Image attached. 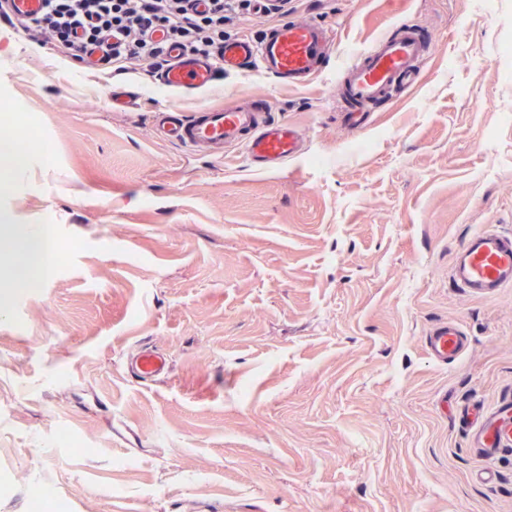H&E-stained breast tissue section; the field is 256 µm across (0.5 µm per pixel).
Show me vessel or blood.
Here are the masks:
<instances>
[{
  "mask_svg": "<svg viewBox=\"0 0 512 512\" xmlns=\"http://www.w3.org/2000/svg\"><path fill=\"white\" fill-rule=\"evenodd\" d=\"M335 34L317 21H299L269 27L260 39L236 37L225 40L220 61L180 47L169 48L170 67L161 74L163 86L184 95L211 90L219 75L250 65L278 82L302 86L324 68ZM426 36L412 25L380 36L369 48L356 52L345 68L343 94L352 106L350 121L361 124L366 105L418 80L425 55ZM162 138L197 152L223 155L225 148L244 145L247 157L268 170L280 168L302 151L300 132L274 120L271 106L262 100L220 108L204 107L185 118L159 116ZM458 287L476 294H492L512 286V233L486 226L472 235L458 251L452 267ZM462 328L443 322L425 338L429 354L438 361L459 358L466 349ZM168 369L166 358L154 351L140 352L133 372L152 380Z\"/></svg>",
  "mask_w": 512,
  "mask_h": 512,
  "instance_id": "1",
  "label": "vessel or blood"
}]
</instances>
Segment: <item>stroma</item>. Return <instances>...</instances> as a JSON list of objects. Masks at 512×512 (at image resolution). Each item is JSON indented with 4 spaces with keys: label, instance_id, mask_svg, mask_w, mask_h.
<instances>
[{
    "label": "stroma",
    "instance_id": "stroma-1",
    "mask_svg": "<svg viewBox=\"0 0 512 512\" xmlns=\"http://www.w3.org/2000/svg\"><path fill=\"white\" fill-rule=\"evenodd\" d=\"M266 0L228 37L321 22L325 70L173 93L0 20V191L13 240L52 220V278L0 253V512H512V287L450 273L512 232V0ZM398 21L428 35L416 85L345 126L342 68ZM137 105L112 111L113 88ZM249 98L305 136L275 171L159 138L153 116ZM453 321L468 346L434 361ZM165 375L130 369L144 348ZM457 323L442 322L433 327L425 336V345L429 354L437 361L448 362V358L457 359L466 349V338Z\"/></svg>",
    "mask_w": 512,
    "mask_h": 512
}]
</instances>
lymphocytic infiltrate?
Segmentation results:
<instances>
[{
	"instance_id": "1",
	"label": "lymphocytic infiltrate",
	"mask_w": 512,
	"mask_h": 512,
	"mask_svg": "<svg viewBox=\"0 0 512 512\" xmlns=\"http://www.w3.org/2000/svg\"><path fill=\"white\" fill-rule=\"evenodd\" d=\"M46 13L24 28L38 41H55L83 59L93 48L116 71L166 68L168 49L203 56L224 44L229 0H46Z\"/></svg>"
}]
</instances>
